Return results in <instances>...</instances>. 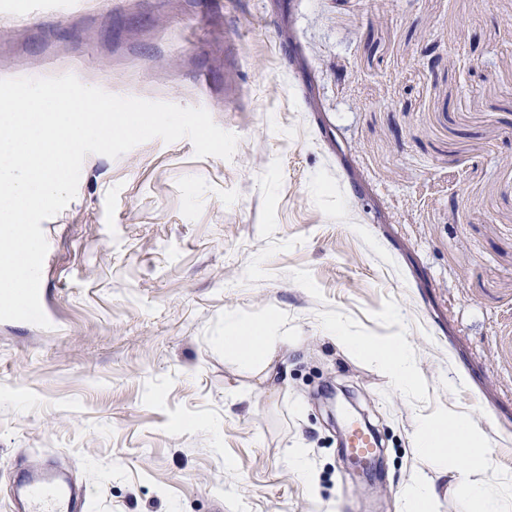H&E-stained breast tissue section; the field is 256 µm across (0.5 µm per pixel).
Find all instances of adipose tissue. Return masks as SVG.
<instances>
[{
	"mask_svg": "<svg viewBox=\"0 0 512 512\" xmlns=\"http://www.w3.org/2000/svg\"><path fill=\"white\" fill-rule=\"evenodd\" d=\"M276 342V337L261 335L259 329L242 328L229 338L228 346L236 360L247 365L272 356ZM360 347L390 374L397 387L404 388L415 382L416 374L408 361L405 341H396L383 350L365 341ZM417 445L431 466L443 469L448 460L457 462L456 477L467 485L471 497L480 505V512H500L498 500L488 490V482L471 478L474 470L489 472L492 461L486 438L473 427L468 416L443 414L423 421Z\"/></svg>",
	"mask_w": 512,
	"mask_h": 512,
	"instance_id": "adipose-tissue-1",
	"label": "adipose tissue"
}]
</instances>
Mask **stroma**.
<instances>
[{"label": "stroma", "instance_id": "1", "mask_svg": "<svg viewBox=\"0 0 512 512\" xmlns=\"http://www.w3.org/2000/svg\"><path fill=\"white\" fill-rule=\"evenodd\" d=\"M206 109L232 159H84L43 228L50 322H0V512L71 468L84 512H406L420 422L470 415L512 512V0H93L0 14V79ZM287 337L245 367L226 337ZM404 339L394 390L336 335ZM383 441L368 488L331 421ZM301 448L310 470L292 458ZM429 512H476L431 472ZM85 0H26L25 14L36 17L45 13L68 15L85 7Z\"/></svg>", "mask_w": 512, "mask_h": 512}]
</instances>
